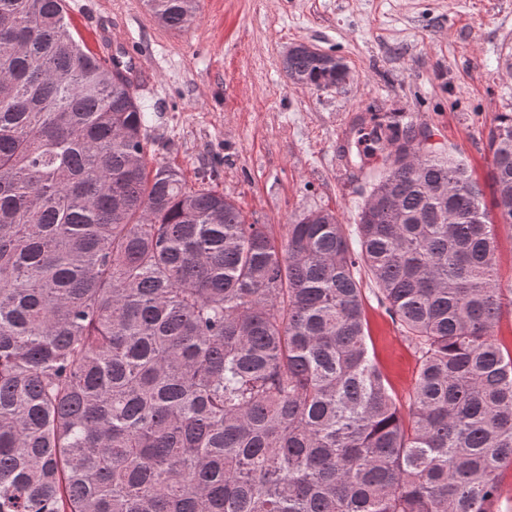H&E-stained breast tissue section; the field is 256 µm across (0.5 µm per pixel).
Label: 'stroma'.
Here are the masks:
<instances>
[{"label": "stroma", "instance_id": "stroma-1", "mask_svg": "<svg viewBox=\"0 0 512 512\" xmlns=\"http://www.w3.org/2000/svg\"><path fill=\"white\" fill-rule=\"evenodd\" d=\"M75 32H125L154 73L149 166L198 183L216 165V190L249 221L282 227L314 208L354 224L377 175L356 121L426 124L432 141L464 160L491 191L487 133L512 112V0H199L177 32L146 0H66ZM309 44L342 59V88L293 85L288 47ZM370 351L401 400L417 365L375 296L366 299Z\"/></svg>", "mask_w": 512, "mask_h": 512}]
</instances>
